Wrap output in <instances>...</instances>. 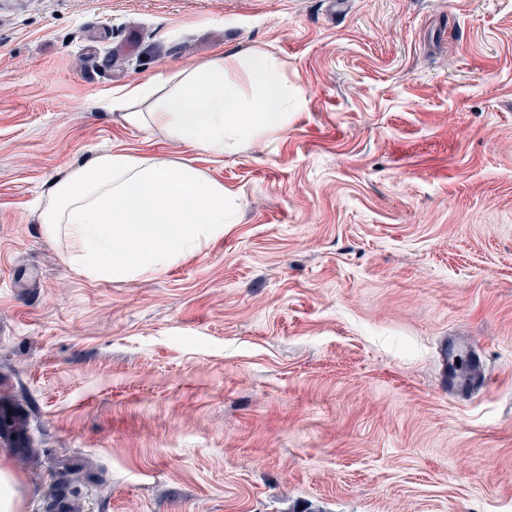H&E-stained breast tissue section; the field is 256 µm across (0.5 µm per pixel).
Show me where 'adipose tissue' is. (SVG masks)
Instances as JSON below:
<instances>
[{"label":"adipose tissue","mask_w":512,"mask_h":512,"mask_svg":"<svg viewBox=\"0 0 512 512\" xmlns=\"http://www.w3.org/2000/svg\"><path fill=\"white\" fill-rule=\"evenodd\" d=\"M247 72L251 97L226 75ZM124 88L115 97L128 126L167 132L181 144L224 155L240 142L288 129V87L269 53L253 49L216 56L181 72ZM38 222L45 236L65 240L67 261L93 280L159 273L223 237L232 200L222 184L186 162L123 151L98 153L50 183Z\"/></svg>","instance_id":"ef3b65f1"}]
</instances>
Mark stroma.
<instances>
[{
  "instance_id": "obj_1",
  "label": "stroma",
  "mask_w": 512,
  "mask_h": 512,
  "mask_svg": "<svg viewBox=\"0 0 512 512\" xmlns=\"http://www.w3.org/2000/svg\"><path fill=\"white\" fill-rule=\"evenodd\" d=\"M254 48L284 133L214 156L112 108ZM105 150L193 165L234 224L81 275L35 215ZM451 336L487 374L462 403ZM2 377L20 512H512V0H0Z\"/></svg>"
}]
</instances>
